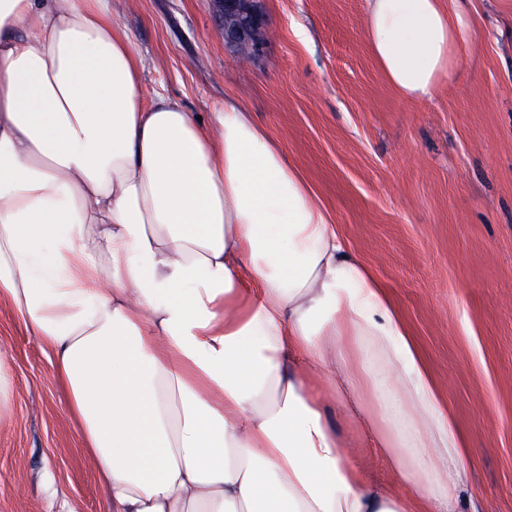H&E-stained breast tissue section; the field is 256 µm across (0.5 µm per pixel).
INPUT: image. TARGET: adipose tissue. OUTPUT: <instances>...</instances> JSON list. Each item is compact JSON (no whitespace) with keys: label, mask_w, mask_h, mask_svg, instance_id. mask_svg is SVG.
Returning <instances> with one entry per match:
<instances>
[{"label":"adipose tissue","mask_w":512,"mask_h":512,"mask_svg":"<svg viewBox=\"0 0 512 512\" xmlns=\"http://www.w3.org/2000/svg\"><path fill=\"white\" fill-rule=\"evenodd\" d=\"M366 3L401 96L465 65L460 0ZM143 70L107 0H0V300L105 512H464L470 450L387 288L249 112L144 102Z\"/></svg>","instance_id":"ef3b65f1"}]
</instances>
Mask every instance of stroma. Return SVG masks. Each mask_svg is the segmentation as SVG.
I'll use <instances>...</instances> for the list:
<instances>
[{
	"mask_svg": "<svg viewBox=\"0 0 512 512\" xmlns=\"http://www.w3.org/2000/svg\"><path fill=\"white\" fill-rule=\"evenodd\" d=\"M145 64L143 95L211 122L237 101L265 127L350 249L388 289L471 450L465 496L512 512V0H470L467 64L401 98L365 33V0H260L243 60L209 0H110ZM12 410L0 512H101L54 358L0 301Z\"/></svg>",
	"mask_w": 512,
	"mask_h": 512,
	"instance_id": "obj_1",
	"label": "stroma"
}]
</instances>
